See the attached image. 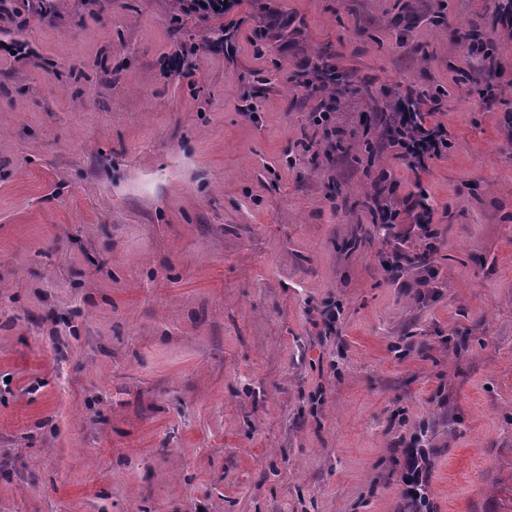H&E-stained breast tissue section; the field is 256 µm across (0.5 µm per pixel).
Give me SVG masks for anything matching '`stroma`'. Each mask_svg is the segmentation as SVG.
Here are the masks:
<instances>
[{
  "label": "stroma",
  "mask_w": 512,
  "mask_h": 512,
  "mask_svg": "<svg viewBox=\"0 0 512 512\" xmlns=\"http://www.w3.org/2000/svg\"><path fill=\"white\" fill-rule=\"evenodd\" d=\"M308 61L370 89L333 149ZM408 86L417 174L364 150ZM511 109L494 0H0V512H404L415 437L431 512H512ZM183 6V10L188 13H195L201 17L223 16L234 4L239 3L237 0H179ZM204 2V5H201ZM218 7V10H215ZM443 94L440 89L433 95L421 94L419 102L425 106ZM414 100L415 94L408 92L390 102L386 112L383 111L387 104H376L374 112H377V124L390 131L388 141L394 157L406 160L410 169L417 173L426 169L429 161L442 156L448 148V139L444 126L433 119L437 112L426 106L419 112ZM403 211L411 219L408 233H411L415 228L425 234L428 232L429 224L432 222V210L428 204L418 199L410 198L409 203L407 201L404 203Z\"/></svg>",
  "instance_id": "1"
}]
</instances>
